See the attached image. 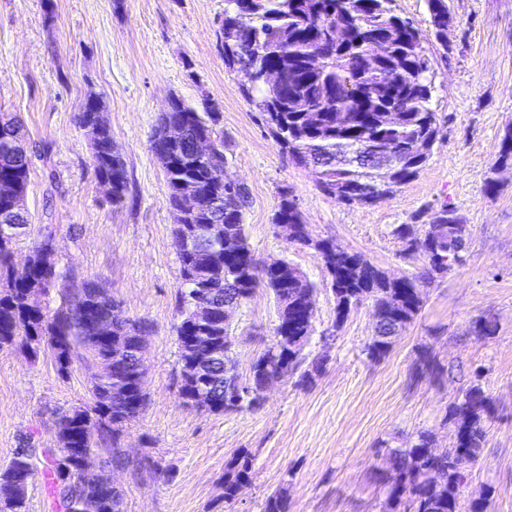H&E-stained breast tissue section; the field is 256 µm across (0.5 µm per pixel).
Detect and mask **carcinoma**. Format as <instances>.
Here are the masks:
<instances>
[{
	"label": "carcinoma",
	"mask_w": 512,
	"mask_h": 512,
	"mask_svg": "<svg viewBox=\"0 0 512 512\" xmlns=\"http://www.w3.org/2000/svg\"><path fill=\"white\" fill-rule=\"evenodd\" d=\"M429 29L424 31L414 20L399 13L396 0H225L217 44L224 55V65L241 73L240 89L256 101L264 125L287 154L289 161L313 170L321 192L345 205L370 206L392 196L401 186L415 179L430 159L440 129L439 115L432 108L434 57L428 43L443 44L453 16L448 0H425ZM279 69L281 85L272 88L263 78L264 70ZM204 111L186 104L177 112L163 113L150 140L154 155L166 154L163 166L172 209L179 207L180 185L196 186L193 208L173 216V239L180 264L181 278L189 277L199 288H180L176 295L179 322L175 325L178 346L224 343L230 332L224 329V300L243 304L263 286L273 294L277 306L274 340L250 363L244 379L233 358L212 356L204 350L189 356L179 352L182 383L178 395L190 398L197 388L194 367L197 361L208 378L211 404L209 411L233 413L256 410L264 397L263 381L269 376L300 373L304 384L313 382L324 361H311L303 369L313 332L315 308L314 285L294 264L283 260L276 272L258 264L248 243L244 214L251 205L245 186L231 191L213 166L195 153L194 140L199 134L213 138L215 160L226 162L224 131L218 129L219 108L203 95ZM171 120L186 128L184 138L169 145L159 137L162 126ZM427 143L424 152L413 153L409 144ZM92 157L99 178L112 184V201L125 197V163L115 147L109 129H101L92 141ZM31 158L25 142L24 126L16 114H0V180L16 184L12 199H0L16 225L29 223L26 193ZM501 165L512 166V130H508L498 156L485 178V192H498L495 177ZM275 224L299 226L292 242L311 246L314 240L294 198L280 193L273 217ZM429 223L449 226L438 239L427 243V233H419L412 224H400L394 234L407 251H419L427 259L424 270L404 278L400 285L388 279L361 255L328 243L322 256L330 276V290L336 300L335 330H340L351 312L370 303L382 318L383 337L365 346L367 356L379 361L390 347L389 337L398 336L418 316L422 301L415 281L433 279L448 273L464 261L470 230L465 218L444 205L432 207ZM206 224H222L242 242L241 256L224 258V250L215 243L199 254L190 247L197 229ZM16 238H0V350L20 345L33 357L48 350L57 372L66 377L73 363L110 366L115 348L106 340L93 339L95 325L104 332L127 336L130 328L141 336L149 335L146 322L125 314L112 296L97 282H85L88 310L69 307L75 291L67 274L53 261L51 235L35 240L29 247L30 264H13ZM50 282L59 303H46L32 309L26 302L28 289ZM91 405L67 409L57 418V425L71 432L72 439L58 440V447L37 451L21 445L9 464L0 468V486L13 485L16 493L0 498V512H28V486L24 477L35 471L44 459L45 485L53 512H61L56 497L73 500L74 512H81L82 498L101 499V512H114L113 493L108 475L89 476L78 467L75 458L66 455L74 444L102 459V467L130 468L140 473L143 466L132 462L120 451V437L128 424L136 421L146 406V395L136 392L131 400L112 397V374L90 389ZM492 399L480 380H475L448 407L445 419L454 422L458 438L452 448L439 455L432 449L430 434L421 432L409 448L392 452L396 477L388 492L390 512H462V490L479 456L492 419ZM252 457L240 452L225 466L224 500L236 499L240 486L247 481ZM263 512H288L284 492L268 496Z\"/></svg>",
	"instance_id": "obj_1"
}]
</instances>
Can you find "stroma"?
<instances>
[{"instance_id":"35a3bbf8","label":"stroma","mask_w":512,"mask_h":512,"mask_svg":"<svg viewBox=\"0 0 512 512\" xmlns=\"http://www.w3.org/2000/svg\"><path fill=\"white\" fill-rule=\"evenodd\" d=\"M454 22L447 51H434L432 103L441 138L418 176L372 206H346L323 194L311 170L292 165L263 128L260 110L240 90L217 45L224 0H0V111L20 114L32 159L26 204L30 224L15 249L51 235L58 269L109 289L126 314L148 323L143 354L148 403L122 447L153 461L163 475L114 476L124 512H263L276 490L288 512H388L390 454L419 432L450 447L443 417L474 378L491 394L494 420L462 496L491 495L494 512H512V169L496 196L484 183L512 129V0H448ZM220 107L226 171L249 189L248 242L257 259H285L315 284V331L306 349L325 358L310 387L275 382L264 406L231 414L200 411L178 397L181 282L173 216L150 137L170 99ZM97 96L101 118L125 163L128 188L113 202L92 163L91 135L78 117ZM294 196L315 239L361 254L392 278L416 275L422 254L404 251L394 229L426 228L425 211L448 205L470 228L464 261L445 277L418 280L423 307L389 353L364 352L374 333L370 306L333 331L335 299L319 254L276 236L272 217L282 191ZM496 320L477 339L476 320ZM277 308L257 289L235 312L232 356L241 374L273 338ZM434 360L439 374L424 363ZM94 371L74 364L61 377L49 352L0 350V466L23 441L58 445L60 408L83 406ZM253 455L250 481L224 500V468Z\"/></svg>"}]
</instances>
